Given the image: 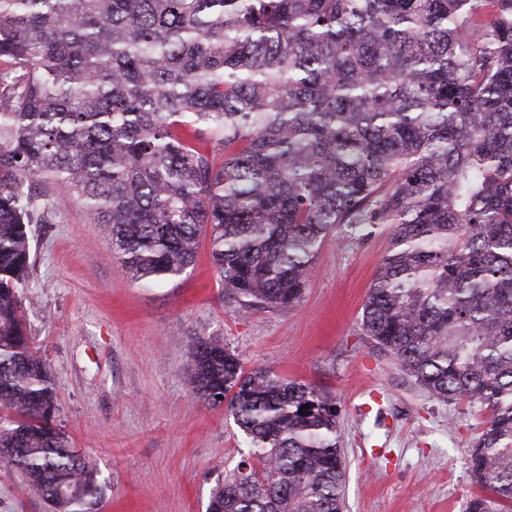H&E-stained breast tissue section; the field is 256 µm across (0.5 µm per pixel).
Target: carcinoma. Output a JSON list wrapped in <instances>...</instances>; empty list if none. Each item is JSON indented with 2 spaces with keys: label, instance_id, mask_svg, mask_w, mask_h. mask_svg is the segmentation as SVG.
Listing matches in <instances>:
<instances>
[{
  "label": "carcinoma",
  "instance_id": "1",
  "mask_svg": "<svg viewBox=\"0 0 512 512\" xmlns=\"http://www.w3.org/2000/svg\"><path fill=\"white\" fill-rule=\"evenodd\" d=\"M0 58V462L50 512L101 494L22 309L30 225L72 199L145 285L209 232L247 308L295 307L336 226L392 225L361 330L486 407L466 512H512V0H0ZM186 380L254 447L207 512H342L327 392L208 338Z\"/></svg>",
  "mask_w": 512,
  "mask_h": 512
}]
</instances>
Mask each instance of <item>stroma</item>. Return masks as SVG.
Here are the masks:
<instances>
[{
    "instance_id": "1",
    "label": "stroma",
    "mask_w": 512,
    "mask_h": 512,
    "mask_svg": "<svg viewBox=\"0 0 512 512\" xmlns=\"http://www.w3.org/2000/svg\"><path fill=\"white\" fill-rule=\"evenodd\" d=\"M390 227L323 241L299 304L244 309L225 293L201 236L176 281H131L79 200L31 227L29 335L51 370L59 427L98 469L95 512H206L249 444L227 408L191 391L197 338L224 342L245 370L317 385L340 409L343 512H464L478 488L470 450L489 413L419 388L360 329ZM0 512H47L0 463Z\"/></svg>"
}]
</instances>
